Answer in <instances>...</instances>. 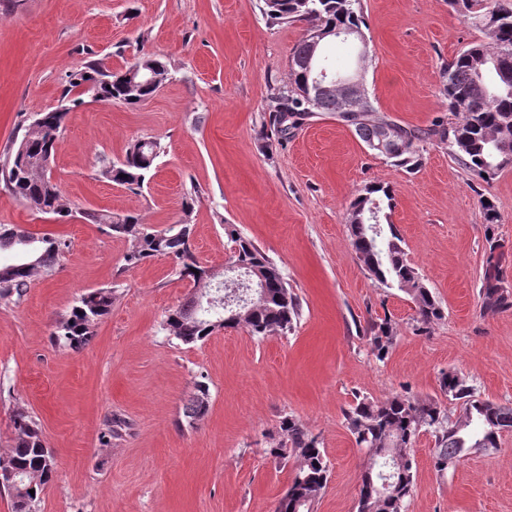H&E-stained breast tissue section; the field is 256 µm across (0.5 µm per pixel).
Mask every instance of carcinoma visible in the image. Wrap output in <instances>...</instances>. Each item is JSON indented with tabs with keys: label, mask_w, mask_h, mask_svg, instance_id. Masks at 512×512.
<instances>
[{
	"label": "carcinoma",
	"mask_w": 512,
	"mask_h": 512,
	"mask_svg": "<svg viewBox=\"0 0 512 512\" xmlns=\"http://www.w3.org/2000/svg\"><path fill=\"white\" fill-rule=\"evenodd\" d=\"M263 14L273 23L306 21L311 28L362 31L363 15L359 0H263ZM464 20L482 31L488 42H473L460 50L443 71L440 95L448 102L451 118L437 120L426 129L401 126L377 109L360 114L341 111L347 87L336 84V96L326 97L319 107L309 103L313 95L311 78L304 68L312 47L302 35L291 54L288 82L273 96L270 128L279 139L314 111L336 114L353 128L367 146L378 140L386 126L398 129L402 148L387 157L392 165L413 170L420 164L419 145L438 138L448 141V155L473 176L488 183L507 168H512V0H448ZM146 67L158 77L154 84L136 92L127 89V71ZM68 88L55 108L35 115L24 127L20 139L0 155V184L30 208L59 219L72 215L64 204L58 184L38 162L53 154L71 107L68 99L75 88H87L98 101H118L128 106L146 102L170 80L167 63L155 54H144L121 70L114 71L97 61L66 75ZM164 152L157 139L132 142L122 161L102 171V176L130 191L143 188L155 160ZM390 188L377 184L365 188L351 204L352 246L358 259L378 282L396 287L411 297L418 321L428 325L443 317L442 308L424 286L402 247L393 225L380 223L383 208H392ZM195 198L183 204V218L178 226L163 231L151 230L133 215L112 218L102 211H84L81 218L91 224H103L109 233L133 238L134 246L126 254V265L134 267L159 258L174 262L176 274L193 283L194 293L170 310L163 329L185 345L210 336L215 317L206 310L204 299L212 291L213 279L192 250L191 219ZM486 222L489 252L480 295L483 307L490 311L512 309V292L503 286L501 269L504 253L494 238L498 223L494 205L481 201ZM69 244L58 237L30 232L17 225H0V253L10 259L0 261V297H22L30 280L43 273L50 275L60 266ZM239 270L246 275L258 272L265 280L269 300L253 305L239 322L229 319L225 326L244 325L257 337L272 332L286 333L300 315V303L282 271L254 242L243 236L234 239L232 251ZM113 291L99 288L82 294L68 314L55 324L53 341L78 348L88 342L93 328L112 311ZM373 351L380 359L393 343L394 327L385 318L371 325ZM440 390L449 401L461 403L454 420L448 409L435 399H415L403 395L383 401L362 398L345 411L347 428L356 445L365 450L366 463L361 474L357 512H405L406 501L414 488V443L423 432L434 438L433 462L439 472L454 467L473 451H490L499 446L505 432H512V405L497 404L475 396L474 389L454 370L443 371ZM209 390L201 382L187 399L183 416L194 426L207 412ZM13 443L0 456L17 472L18 487L10 494L13 512H33L45 487L57 470L54 451L47 447L41 428L23 408L13 412ZM265 452L274 459L298 460L286 493L278 500L275 512H313L314 505L329 479V466L318 438L295 418L280 422L278 440ZM389 460V488L382 495L375 487L382 477L377 459Z\"/></svg>",
	"instance_id": "carcinoma-1"
}]
</instances>
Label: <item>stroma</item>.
I'll list each match as a JSON object with an SVG mask.
<instances>
[{"mask_svg":"<svg viewBox=\"0 0 512 512\" xmlns=\"http://www.w3.org/2000/svg\"><path fill=\"white\" fill-rule=\"evenodd\" d=\"M262 5L0 0V151L28 118L58 105L68 71L96 59L118 69L145 53L162 57L171 78L140 105L71 90L79 103L50 168L65 202L78 213L133 214L162 230L182 218L185 196L197 191L191 241L198 260L223 270L234 236L247 237L301 303L287 334L219 328L182 344L162 325L193 287L171 260L126 266L132 238L79 217L59 221L0 189V224L69 244L52 275L35 278L22 298L0 299V453L22 407L57 459L36 512H275L294 465L265 450L286 417L317 436L330 465L316 512H356L365 455L344 412L357 399H437L441 371L454 369L480 398L512 404V310H485L480 296L484 198L499 214L494 235L512 286V168L483 182L436 138L408 171L326 112L278 140L268 111L305 25L268 24ZM360 11L373 106L423 128L446 115L442 70L482 33L448 0H360ZM138 139L160 140L165 152L147 186L132 192L100 172ZM372 184L391 189L387 219L442 307V320L427 328L411 298L377 282L352 248L350 205ZM98 288L114 289L115 300L89 342L54 344L55 322ZM385 318L394 342L380 360L369 328ZM199 382L209 388V408L190 427L183 406ZM113 417L126 428L102 442ZM433 448L431 435L420 434L406 512H512V432L496 450L471 453L442 473Z\"/></svg>","mask_w":512,"mask_h":512,"instance_id":"obj_1","label":"stroma"}]
</instances>
